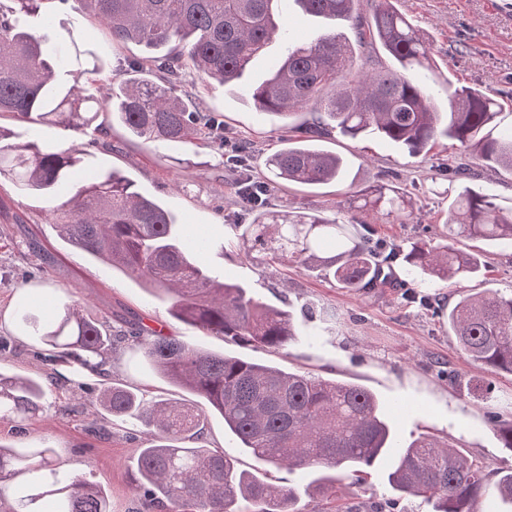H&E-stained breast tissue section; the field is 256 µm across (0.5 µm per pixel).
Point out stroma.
<instances>
[{
	"mask_svg": "<svg viewBox=\"0 0 512 512\" xmlns=\"http://www.w3.org/2000/svg\"><path fill=\"white\" fill-rule=\"evenodd\" d=\"M429 41L441 72L456 84L501 94V127L512 126V26L500 20L496 0H399ZM93 30L112 67L95 82L78 81V94L102 97L119 78L126 59L141 56L139 46L113 41L108 29L66 9L54 15L51 27L66 35L75 26ZM280 51L272 44L251 64L245 84H201L187 75L201 102L220 113L224 128L250 140L254 151L248 176L259 181L267 173V157L280 148L278 124L260 114L248 93L261 81ZM0 126L20 141L58 142L80 151L95 170H116L131 179L142 194L157 198L183 224L186 235L213 240L204 264L239 283L268 304L293 312L301 329L299 339L284 350L242 348L210 336L169 314L170 298L146 290L124 273L61 240L52 226L51 200L18 192L0 182V368L40 377L45 385L44 408L25 421L0 419V443L25 447L48 446L57 453V468L68 475L94 473L109 497L112 512H145L132 491L131 467L139 449L147 447L146 430L136 420L106 414L97 402L100 392L123 384L145 398L192 400V393L169 383L143 361L137 340L162 330L180 342L246 358L329 380L353 382L375 393L399 440L408 442L429 434L458 448L481 463L490 478L512 471V451L501 448L492 415L512 417V374H490L460 351L441 313L457 298L456 286L440 282L424 289V298L407 302L401 288H378L354 293L284 259L267 253H243L224 247L236 224L253 220L241 197V179L227 163L226 148L154 146L130 135L116 123L96 145L62 128H46L0 115ZM323 148L350 164L347 181L312 188L293 185L277 189L266 199L268 210L305 211L351 220L355 192L379 184L400 191L409 201L406 221L378 215L368 218L366 234L389 260V271L404 278V262L395 244L405 240L439 242L445 230L449 190L471 188L496 195L512 206V171L490 169L477 155L453 140H438L424 156L412 157L378 139L351 140L334 136ZM469 168V177L448 182L447 166ZM459 248L481 254L482 275L470 281L474 291L492 288L512 293V251L487 242L460 239ZM50 313L59 301L86 305L105 328L122 331L97 371L75 373L56 369L45 359V347L25 336L18 325L19 293ZM332 307L338 320L331 330L307 321L306 307ZM491 383L489 399H481L479 384ZM201 447L223 450L239 466L259 478L300 493L302 512H333L343 502L353 512H383L390 461L378 464L366 486L339 485L336 497L312 498L304 489L312 470L288 471L256 461L238 448L234 436L215 411H207Z\"/></svg>",
	"mask_w": 512,
	"mask_h": 512,
	"instance_id": "1",
	"label": "stroma"
}]
</instances>
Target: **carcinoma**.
Returning <instances> with one entry per match:
<instances>
[{
    "instance_id": "1",
    "label": "carcinoma",
    "mask_w": 512,
    "mask_h": 512,
    "mask_svg": "<svg viewBox=\"0 0 512 512\" xmlns=\"http://www.w3.org/2000/svg\"><path fill=\"white\" fill-rule=\"evenodd\" d=\"M92 15L112 39L141 46L129 62L141 73L100 99L71 97L63 77L96 75L106 59L95 36L82 28L69 44L53 41L50 28L33 29L30 18L45 2ZM280 0H10L0 5V112L32 124L63 126L90 143L104 132L99 115L112 114L146 142L193 146L210 138L224 144V124L215 111L175 94L190 70L201 82L236 85L253 60L278 38L284 51L268 78L250 88L256 109L280 120L290 135L266 161L264 183H250V224H236L243 243L288 253L307 270L356 292L382 287L385 262L357 225L318 215L262 210L272 185L319 187L348 177L344 158L317 144L337 132L384 140L411 156L428 152L440 138L473 147L487 168L512 170V127L496 131L497 95L444 77L447 98L438 103L417 73L437 77L438 66L425 37L397 7L375 0L371 20L359 0H294L303 13L327 21V30L298 40L279 24ZM353 31L348 38L338 28ZM382 50L389 66L355 72L356 52ZM33 195L58 198L53 210L57 235L69 245L108 262L146 289L171 295L170 312L201 331L241 347L284 349L298 336L294 315L220 280L201 264L181 225L160 202L140 193L127 177L92 169L62 144L15 142L0 128V178ZM365 213L410 216L399 192L384 185L361 194ZM442 241L401 248L407 274L420 270L428 284L473 279L484 266L477 254L456 247L460 238H481L512 248V207L495 196L465 189L448 206ZM20 328L50 348L49 361L94 371L112 344L99 324L78 306L65 305L44 319L23 307ZM448 329L460 351L493 373H512V296L491 289L461 293L448 307ZM149 366L171 383L207 401L224 418L240 448L274 467H324L333 476L315 480L312 493L330 496L333 484H358L392 453L388 484L395 495L413 497L431 512H473L478 498L495 496L512 505V472L489 480L476 462L452 446L420 436L400 446L383 408L368 389L338 380L287 372L190 347L157 334L142 346ZM41 380L0 371V416L26 420L43 406ZM99 403L114 415H129L151 431L140 449L132 491L145 505L167 512H302L290 486L274 485L237 468L234 456L188 446L205 429L206 416L172 400H147L127 387L105 389ZM47 471L50 484H31L7 501L5 481ZM112 512L101 484L60 474L50 448L0 444V512Z\"/></svg>"
}]
</instances>
